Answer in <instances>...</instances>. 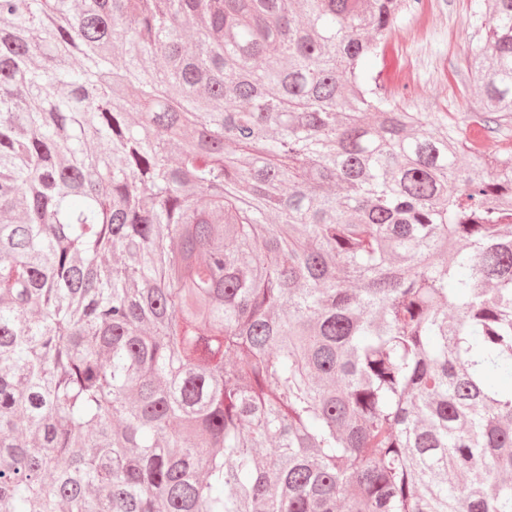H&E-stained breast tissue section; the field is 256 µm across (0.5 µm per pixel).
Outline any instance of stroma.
<instances>
[{
    "instance_id": "35a3bbf8",
    "label": "stroma",
    "mask_w": 512,
    "mask_h": 512,
    "mask_svg": "<svg viewBox=\"0 0 512 512\" xmlns=\"http://www.w3.org/2000/svg\"><path fill=\"white\" fill-rule=\"evenodd\" d=\"M487 0H422L415 15L396 29L392 52L406 82L388 80L392 93H404L412 112H444L460 120L478 109L468 74V58L483 41Z\"/></svg>"
}]
</instances>
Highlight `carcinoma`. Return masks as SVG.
<instances>
[{"mask_svg":"<svg viewBox=\"0 0 512 512\" xmlns=\"http://www.w3.org/2000/svg\"><path fill=\"white\" fill-rule=\"evenodd\" d=\"M0 0V512H512V0ZM487 5V0H422L415 16L399 23L392 52L397 71L409 79L400 83L384 76V82L389 92L404 93L409 111L447 112L448 121L480 111L468 58L485 37Z\"/></svg>","mask_w":512,"mask_h":512,"instance_id":"1","label":"carcinoma"}]
</instances>
